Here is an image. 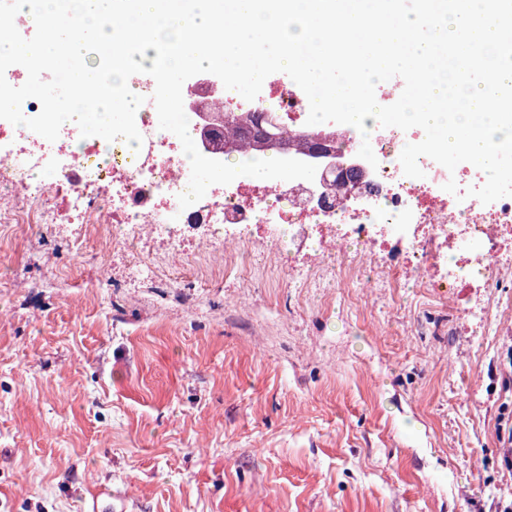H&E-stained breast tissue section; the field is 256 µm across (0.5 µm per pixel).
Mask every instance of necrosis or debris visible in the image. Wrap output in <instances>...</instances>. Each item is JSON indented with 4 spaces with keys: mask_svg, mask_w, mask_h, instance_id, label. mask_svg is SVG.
<instances>
[{
    "mask_svg": "<svg viewBox=\"0 0 512 512\" xmlns=\"http://www.w3.org/2000/svg\"><path fill=\"white\" fill-rule=\"evenodd\" d=\"M128 86L144 98L136 113L143 138L137 151L120 138L81 137L70 122L51 142L0 119V224H48L79 242L94 226L118 224L123 240L141 248L164 243L214 258L252 237L279 243L278 231L284 228L291 252L317 241L328 256L344 258L349 246L364 244L369 259L385 271L412 278L423 277L435 253H447L451 288L489 286L512 268V197L485 204L467 194L485 183L483 171L465 162L450 171L423 156L418 160L423 177H408L400 154L406 144L423 139V130L382 127L372 120L365 136L344 124L324 123L338 151L318 155L299 148L297 139L311 130L309 102L295 82L281 77H270L259 96L248 101L213 74L195 75L182 88L192 138L203 156L227 164L253 160L259 153L314 164V179L241 176L210 186L201 200L181 208L178 196L188 187L190 165L178 137L159 127L155 81L136 74ZM260 109L273 116L281 146L255 152L204 135L229 114L248 129ZM365 142L375 163L358 155ZM352 165L363 169L373 195H357L350 183L337 180V167ZM451 179L458 187L454 194L444 189ZM324 198L333 201V209L321 207Z\"/></svg>",
    "mask_w": 512,
    "mask_h": 512,
    "instance_id": "necrosis-or-debris-1",
    "label": "necrosis or debris"
}]
</instances>
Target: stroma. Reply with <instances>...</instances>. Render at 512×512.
Returning a JSON list of instances; mask_svg holds the SVG:
<instances>
[{"label": "stroma", "mask_w": 512, "mask_h": 512, "mask_svg": "<svg viewBox=\"0 0 512 512\" xmlns=\"http://www.w3.org/2000/svg\"><path fill=\"white\" fill-rule=\"evenodd\" d=\"M247 274L172 249L0 232V512H499L512 501V282L463 320L437 279ZM183 268L171 281L148 267ZM109 499L113 500L112 504H109V508L112 510H116L114 506V501L120 502V510L118 512H126L129 506V498L123 493L114 491L112 494V490L109 488H101L96 494L91 495V498L86 505L83 506V512H101L103 511V502L104 500Z\"/></svg>", "instance_id": "obj_1"}]
</instances>
